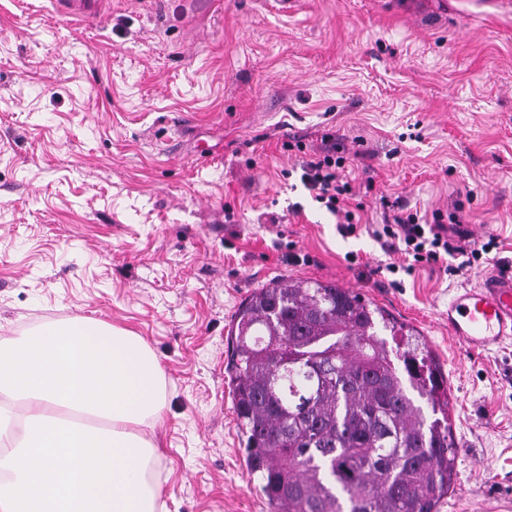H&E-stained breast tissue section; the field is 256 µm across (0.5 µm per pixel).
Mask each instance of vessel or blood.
Listing matches in <instances>:
<instances>
[{
	"label": "vessel or blood",
	"mask_w": 512,
	"mask_h": 512,
	"mask_svg": "<svg viewBox=\"0 0 512 512\" xmlns=\"http://www.w3.org/2000/svg\"><path fill=\"white\" fill-rule=\"evenodd\" d=\"M448 333L479 349L511 341L512 273L493 274L461 289L448 303Z\"/></svg>",
	"instance_id": "vessel-or-blood-1"
}]
</instances>
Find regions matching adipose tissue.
<instances>
[{"instance_id":"1","label":"adipose tissue","mask_w":512,"mask_h":512,"mask_svg":"<svg viewBox=\"0 0 512 512\" xmlns=\"http://www.w3.org/2000/svg\"><path fill=\"white\" fill-rule=\"evenodd\" d=\"M156 355L84 316L0 336V512H166Z\"/></svg>"}]
</instances>
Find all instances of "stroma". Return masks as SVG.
Here are the masks:
<instances>
[{
    "instance_id": "1",
    "label": "stroma",
    "mask_w": 512,
    "mask_h": 512,
    "mask_svg": "<svg viewBox=\"0 0 512 512\" xmlns=\"http://www.w3.org/2000/svg\"><path fill=\"white\" fill-rule=\"evenodd\" d=\"M325 134L349 159L353 237L300 181L296 142ZM383 194L461 208L512 268V0H105L84 20L0 0V330L79 315L143 339L167 383L145 434L168 512H271L226 336L277 278L336 284L416 329L458 448L440 512H512V343L448 336L449 297L497 264L393 287L370 234Z\"/></svg>"
}]
</instances>
